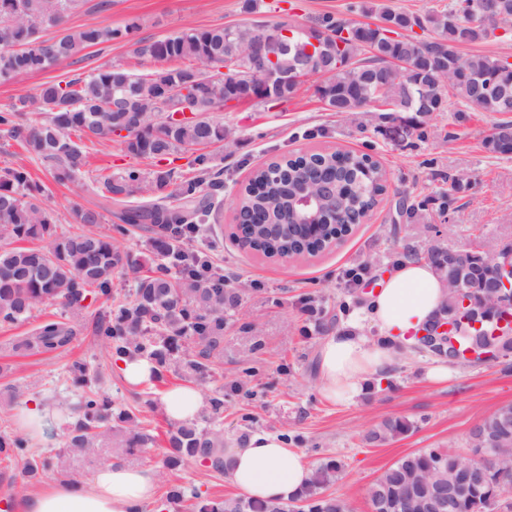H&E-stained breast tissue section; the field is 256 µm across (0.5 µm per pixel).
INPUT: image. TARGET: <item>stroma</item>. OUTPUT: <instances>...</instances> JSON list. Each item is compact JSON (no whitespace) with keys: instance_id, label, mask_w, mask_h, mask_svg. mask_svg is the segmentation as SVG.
Here are the masks:
<instances>
[{"instance_id":"35a3bbf8","label":"stroma","mask_w":512,"mask_h":512,"mask_svg":"<svg viewBox=\"0 0 512 512\" xmlns=\"http://www.w3.org/2000/svg\"><path fill=\"white\" fill-rule=\"evenodd\" d=\"M447 5L448 0H257L248 12L244 0H111L100 15L112 27L134 23L137 37L158 39L191 28L308 25L325 15L375 23L386 9L424 14ZM87 54L85 65L68 60L0 81V109L35 96L45 82L82 73L87 65L118 66L135 74L157 67L156 61L137 55L127 40L88 48ZM210 118L223 123L231 138L224 148L212 151L209 161L220 179L210 191L220 221L205 225L194 246L208 251L227 283L241 291L238 309L224 321L220 356L206 378L184 374L175 359L158 376L132 388L93 333L95 322L108 314V304L90 303L76 339L53 355L23 354L14 346L43 320L61 319V306L43 305L28 321L0 326V432L21 434L19 415L30 402H41L53 412L42 434L30 437L27 458L0 463V507L11 504L10 485L30 459L49 461V469L39 475L43 481L85 480L109 460L151 471L157 479L156 500L143 512H193L190 500L176 507L166 504L165 492L172 484L197 488L205 498L235 496L223 474L202 463L165 467L174 424L159 401L176 387L195 388L205 400L223 390L225 447L272 434L303 452L311 465L338 462L341 469L328 492L343 501L347 512H370L369 487L407 453L444 448L469 457L470 430L484 416L512 404V367L501 363L453 365L447 381L436 383L426 377L434 358L420 352L401 355L381 380L348 404L323 395L320 375L323 340L346 327L401 260L405 247L420 252L438 242L490 252L512 243V155H495L485 147L493 125L512 122V112L491 115L453 98L444 111L421 118L415 126L390 120L377 103L339 116L325 109L309 82L289 101H253L211 113ZM322 149L368 154L385 169L387 192L366 223L313 257L284 262L243 249L235 229L239 188L276 157ZM193 159V152L183 151L162 160H141L112 144L90 151L87 170L117 174L130 168L172 169L189 178L196 169ZM17 166L46 186L43 202L59 230H74L75 210L99 203L91 188L56 182L48 165L31 161L15 142L0 138V168ZM404 200L415 204V214L400 211ZM351 270L358 272V282H348ZM76 361L88 366L92 387L111 399L113 412L128 411L138 427L154 435L153 445L131 453L112 448L70 452L66 436L77 418L73 408L80 396L71 385L69 368ZM389 417L405 418L413 427L389 442H368L367 433Z\"/></svg>"}]
</instances>
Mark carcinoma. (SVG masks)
Wrapping results in <instances>:
<instances>
[{
	"instance_id": "cac0c4a2",
	"label": "carcinoma",
	"mask_w": 512,
	"mask_h": 512,
	"mask_svg": "<svg viewBox=\"0 0 512 512\" xmlns=\"http://www.w3.org/2000/svg\"><path fill=\"white\" fill-rule=\"evenodd\" d=\"M83 0H0V34L7 45H0V80L15 75L45 70L59 60L71 59L82 50L125 40L137 26L114 28L94 16L80 28H64L67 18ZM492 23L512 29V0H486ZM432 29L439 34L434 41L412 35L413 27ZM49 27L61 28L56 39L39 40L38 33ZM258 26L227 25L190 29L161 39H139L135 53L155 61L189 60L197 66L166 67L145 75H135L112 67L93 68L82 77L46 83L36 98H21L10 108L0 110V133L15 141L32 158L50 164L59 182L78 181L86 174V144L106 146L115 141L113 129L120 123L133 127L131 138L122 142L125 152L135 158H166L178 152L206 144L223 146L230 137L224 124L206 119L168 126L160 120L158 103L164 91L173 85L190 86L197 91V110L213 112L222 107L226 82L200 81L201 67L215 55L232 56L255 43ZM347 32V37L338 33ZM326 35L320 56L330 63L316 93L326 110L349 116L370 103L382 102L403 109L425 101L441 112L449 96L468 106L492 114L512 112V97L478 92L474 78L499 75L505 82L509 73L500 72L499 57L464 54L461 47L486 39L489 32L470 25L461 0H451L448 8L424 16L384 10L380 23L350 24L331 16L306 30H293L292 43L277 67L288 72L301 47L309 39ZM405 62L412 70L396 82L387 64ZM457 72L452 83L444 82L440 72ZM77 139H72L71 134ZM342 156L338 150L313 152L307 161L333 170ZM209 157L196 155L198 165L193 178L176 183L174 170L143 172L128 169L115 175H100L91 181L92 190L108 205L136 195L169 196L178 185L185 203L179 210L154 204L129 208L122 212L120 224L102 231L59 232L52 212L42 204L45 188L32 181L23 167L0 169V325L23 322L34 310L50 303L76 314L87 300H112V281L126 271L129 259L112 232L124 233L123 224H149L155 229L150 249L152 262L143 276L134 278L132 299L114 315L107 314L97 323L95 335L109 356L148 355L166 366L184 350L188 340L199 350L184 357L183 369L192 376H204L211 358L224 341V314L237 308L240 291L226 284L217 267L196 273V264L206 260L191 248L189 226L207 224L215 209L209 199L198 195L210 177ZM300 159L283 157L269 163L281 170L277 179L267 170L257 169L238 196L241 211L252 214L255 223L291 224L288 194L297 185L296 169ZM347 169L355 173L357 189L351 194L353 208L367 210L375 206L382 191L385 173L380 164L363 154L353 156ZM250 247L266 257L292 253L314 256L331 247V241L314 239L303 243L295 239L268 240L255 235ZM444 308L456 315L452 334L458 351L473 348L492 352L497 357L512 355V335L496 336L493 327L474 335L463 324L465 313L453 294ZM76 335V324L48 319L22 337L15 348L33 353H54L69 345ZM71 380L82 390L76 411L78 419L67 436V447L82 452L88 448H147L154 437L132 426L123 431L112 425V403L89 386L87 367L75 362ZM413 424L401 418L384 420L369 434V440L388 442L410 431ZM481 427L498 429L512 436V404L490 413ZM165 465L175 466L191 458L216 471H223L224 432L221 428L199 429L185 424L169 432ZM27 439L0 434V459L12 460L27 453ZM458 457L444 448H429L401 457L371 485L368 496L379 512H396L395 505L406 501L409 512H421L423 493L431 486L448 485L455 477ZM338 465L328 461L314 469L309 485L300 495L286 501L237 497L203 499L198 492L173 487L167 502L176 504L186 497L196 500V512H345L344 503L323 493L336 478ZM512 447L500 450L496 459L485 464L484 479L465 495L453 500L449 512H492L499 498L512 491Z\"/></svg>"
}]
</instances>
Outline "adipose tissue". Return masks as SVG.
Masks as SVG:
<instances>
[{"label": "adipose tissue", "instance_id": "adipose-tissue-1", "mask_svg": "<svg viewBox=\"0 0 512 512\" xmlns=\"http://www.w3.org/2000/svg\"><path fill=\"white\" fill-rule=\"evenodd\" d=\"M443 300V286L425 262L402 260L383 288L371 295L362 317L327 336L321 345V390L327 398L350 402L364 384L398 353L414 351L417 334ZM224 476L250 498L285 500L306 487L312 469L305 455L275 435L252 436L225 449ZM156 495L150 472L108 461L86 480L44 481L20 496L17 512H142Z\"/></svg>", "mask_w": 512, "mask_h": 512}]
</instances>
